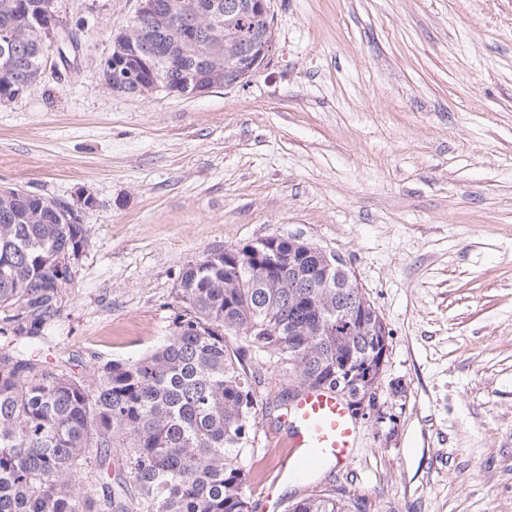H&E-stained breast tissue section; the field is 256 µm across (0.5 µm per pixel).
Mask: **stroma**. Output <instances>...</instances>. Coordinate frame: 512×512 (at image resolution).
<instances>
[{"instance_id": "35a3bbf8", "label": "stroma", "mask_w": 512, "mask_h": 512, "mask_svg": "<svg viewBox=\"0 0 512 512\" xmlns=\"http://www.w3.org/2000/svg\"><path fill=\"white\" fill-rule=\"evenodd\" d=\"M136 8L54 0L73 45L0 100V186L89 229L51 359L150 350L189 262L297 237L372 301L404 393L392 437L361 423L348 472L298 482L259 418L253 512L316 484L367 512H512V0H272L277 51L248 83L150 98L101 75Z\"/></svg>"}]
</instances>
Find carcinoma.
Wrapping results in <instances>:
<instances>
[{"label": "carcinoma", "mask_w": 512, "mask_h": 512, "mask_svg": "<svg viewBox=\"0 0 512 512\" xmlns=\"http://www.w3.org/2000/svg\"><path fill=\"white\" fill-rule=\"evenodd\" d=\"M50 11L52 0H0V96L43 74L32 21ZM89 242L67 206L0 204V512H252L244 461L268 405L284 411L304 388L334 389L350 405L379 390L372 334L384 322L362 289L321 287L335 275L319 257L305 261L315 287L274 288L230 266V247L183 268L180 310L156 348L89 370L48 361L45 330ZM260 249L288 258L285 237ZM351 294L360 327L336 323ZM249 359L279 369L288 388H260ZM285 512L367 503L314 490Z\"/></svg>", "instance_id": "1"}]
</instances>
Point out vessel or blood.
<instances>
[{
    "mask_svg": "<svg viewBox=\"0 0 512 512\" xmlns=\"http://www.w3.org/2000/svg\"><path fill=\"white\" fill-rule=\"evenodd\" d=\"M358 434L357 420L335 391H299L282 415L277 434L288 450V478L310 476L329 466L348 469L355 458Z\"/></svg>",
    "mask_w": 512,
    "mask_h": 512,
    "instance_id": "vessel-or-blood-1",
    "label": "vessel or blood"
}]
</instances>
